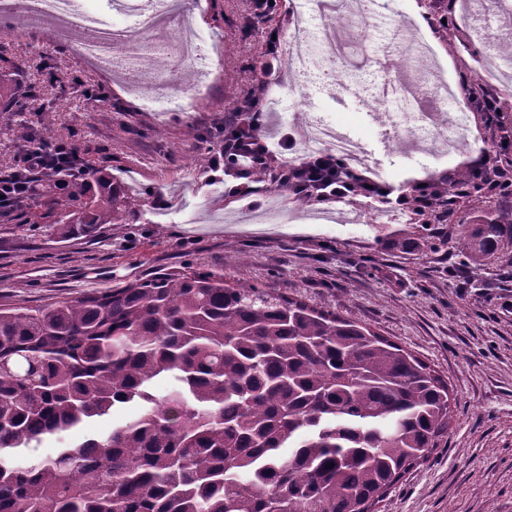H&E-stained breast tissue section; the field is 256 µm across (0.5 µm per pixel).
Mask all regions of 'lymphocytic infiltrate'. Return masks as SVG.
<instances>
[{"label":"lymphocytic infiltrate","mask_w":512,"mask_h":512,"mask_svg":"<svg viewBox=\"0 0 512 512\" xmlns=\"http://www.w3.org/2000/svg\"><path fill=\"white\" fill-rule=\"evenodd\" d=\"M462 102L468 110L483 113V123L478 136L484 147L477 156H469L459 164L460 169L473 173L488 170L491 156L503 153L505 146L494 129L497 114L490 98L473 95L463 90ZM265 117L261 112L248 115L245 125L231 121L219 123L217 130L222 142L220 151L210 159L211 166H223L225 176L236 179L230 187L231 195L248 200L250 206H258L259 189L240 187V179L250 178L259 170L278 164L280 178L297 198L312 204H330L345 201L351 184L366 187L368 197L382 198L384 188L371 169H351L349 164L336 155L326 152L308 153L288 160L284 150L290 149L295 138L291 132H283L279 147H272L264 134ZM81 148L74 142L51 140L36 135L20 151L16 168L9 174H0V208L15 203H29L40 183L50 181L53 173L64 166H81Z\"/></svg>","instance_id":"1"}]
</instances>
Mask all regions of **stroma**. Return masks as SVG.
I'll return each instance as SVG.
<instances>
[{
    "label": "stroma",
    "mask_w": 512,
    "mask_h": 512,
    "mask_svg": "<svg viewBox=\"0 0 512 512\" xmlns=\"http://www.w3.org/2000/svg\"><path fill=\"white\" fill-rule=\"evenodd\" d=\"M182 2L183 22L203 49L197 64L211 75L204 85L184 87L179 66L162 72L151 92L175 100L165 112L144 110L139 92L75 56L53 27L0 31V58L18 64L31 88L21 111L0 112V173L12 170L18 154L14 123L36 124L48 107L56 114L54 138L79 141L85 164L109 167L140 201L133 223L104 226L95 238L63 241L47 224L0 223V302L77 297L187 263L223 270L231 285L298 297L386 336L448 380L455 407L447 447L408 473L379 512H512V247L477 268L456 249L458 224L393 221L356 205L350 209L359 223L342 226L329 220L348 209L342 203L310 206L267 188L261 205L249 209L229 196L223 181L209 177L210 142L191 140L188 130L245 99L270 26L254 23L253 0ZM427 3L372 0L366 55L382 65L369 79L416 78L405 53H432L451 91L423 95L418 109L462 113L468 125L467 137L455 138L447 153L413 142L372 92L289 67L291 46L325 52L348 39L314 0L283 2L297 20L282 30L286 65L266 105L272 125L297 128L308 115L332 125L358 142L364 167H378L400 192L478 153L481 115L460 104L442 34L422 20ZM474 3L457 4L472 39L512 31V8L483 12ZM98 82L110 96L103 106L84 95ZM233 252L244 255L243 264L229 262Z\"/></svg>",
    "instance_id": "35a3bbf8"
}]
</instances>
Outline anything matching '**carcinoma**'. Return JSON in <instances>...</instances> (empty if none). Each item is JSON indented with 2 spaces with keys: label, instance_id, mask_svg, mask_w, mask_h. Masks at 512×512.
Here are the masks:
<instances>
[{
  "label": "carcinoma",
  "instance_id": "obj_1",
  "mask_svg": "<svg viewBox=\"0 0 512 512\" xmlns=\"http://www.w3.org/2000/svg\"><path fill=\"white\" fill-rule=\"evenodd\" d=\"M325 75L364 82L322 57ZM19 68L0 72L16 112ZM41 218L62 240L126 224L138 207L112 175L66 168ZM487 203L497 185L458 172L439 192ZM416 224L436 210L411 204ZM36 224L25 205L1 210ZM512 213L464 227L457 248L482 266ZM172 389L156 394V385ZM103 437L62 433L123 408ZM448 381L385 336L267 289L230 287L186 266L122 288L38 305L0 304V512H374L448 436ZM54 455L21 460L43 442Z\"/></svg>",
  "mask_w": 512,
  "mask_h": 512
}]
</instances>
